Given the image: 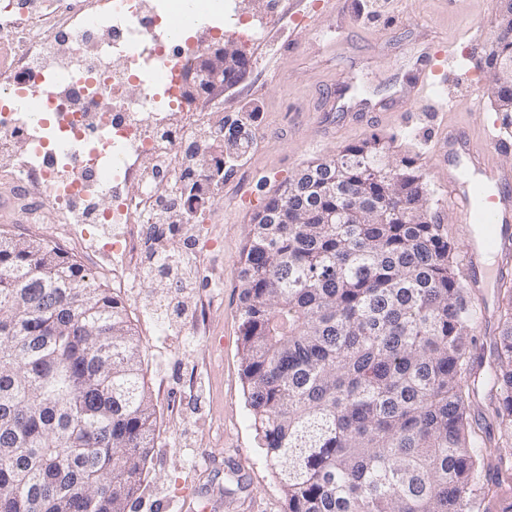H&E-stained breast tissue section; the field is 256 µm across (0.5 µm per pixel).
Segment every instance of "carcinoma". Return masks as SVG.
Returning <instances> with one entry per match:
<instances>
[{
  "label": "carcinoma",
  "mask_w": 512,
  "mask_h": 512,
  "mask_svg": "<svg viewBox=\"0 0 512 512\" xmlns=\"http://www.w3.org/2000/svg\"><path fill=\"white\" fill-rule=\"evenodd\" d=\"M495 3L484 65L512 115V0ZM307 170L264 204L281 223L255 215L238 271L247 404L286 512H512V288L469 387L477 305L415 162L373 137ZM144 351L73 255L0 230V512H131L157 422Z\"/></svg>",
  "instance_id": "carcinoma-1"
}]
</instances>
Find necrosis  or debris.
Returning a JSON list of instances; mask_svg holds the SVG:
<instances>
[{
	"instance_id": "4bbe7bcc",
	"label": "necrosis or debris",
	"mask_w": 512,
	"mask_h": 512,
	"mask_svg": "<svg viewBox=\"0 0 512 512\" xmlns=\"http://www.w3.org/2000/svg\"><path fill=\"white\" fill-rule=\"evenodd\" d=\"M30 2L13 0L14 21L0 25V44L15 52L14 64L0 67V172L55 205L64 223L96 225L106 247L132 254L128 227L152 226L155 202L129 193L128 183H147L154 196L206 148L199 132L208 115L183 95L197 54L184 35L202 27L216 41L259 33L227 14L225 0H96L46 34ZM35 86L44 121L17 106ZM104 195L110 208L98 205Z\"/></svg>"
}]
</instances>
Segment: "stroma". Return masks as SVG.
Wrapping results in <instances>:
<instances>
[{
  "mask_svg": "<svg viewBox=\"0 0 512 512\" xmlns=\"http://www.w3.org/2000/svg\"><path fill=\"white\" fill-rule=\"evenodd\" d=\"M261 30L258 41H238L250 67L218 90L219 103L195 104L214 126L250 122L255 138L239 159L224 163V180L205 195L197 239L168 196L157 201L173 265L184 292L163 287L155 243L133 259L103 249L92 225H76L87 242L77 260L123 301L143 340L144 372L157 404L152 450L132 512H192L205 500L210 512H285V501L251 427L240 360L238 269L260 206L312 162L365 138L381 139L391 160L414 159L428 186L434 223L455 245L463 231L447 204L441 175L431 165L437 140L429 117L392 112L376 127L345 120L348 112H375L399 98L431 45H451L464 56L462 71L437 80L450 94L476 93L478 107L451 122L481 139L495 118L488 93L484 47L497 34L493 0H340L317 17L315 0H233ZM11 203L0 229L54 239L62 218L46 205L42 220L20 226L27 202L0 177Z\"/></svg>",
  "mask_w": 512,
  "mask_h": 512,
  "instance_id": "stroma-1",
  "label": "stroma"
}]
</instances>
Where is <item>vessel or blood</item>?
I'll list each match as a JSON object with an SVG mask.
<instances>
[{"mask_svg":"<svg viewBox=\"0 0 512 512\" xmlns=\"http://www.w3.org/2000/svg\"><path fill=\"white\" fill-rule=\"evenodd\" d=\"M436 65L418 69L405 98L413 103L433 101L439 69L458 67L456 54L437 51ZM432 155L441 173L448 203L462 224L466 241L460 269L467 288H491L512 281V167L497 163V155L512 152V136L486 132L475 142L463 129L443 125Z\"/></svg>","mask_w":512,"mask_h":512,"instance_id":"vessel-or-blood-1","label":"vessel or blood"}]
</instances>
